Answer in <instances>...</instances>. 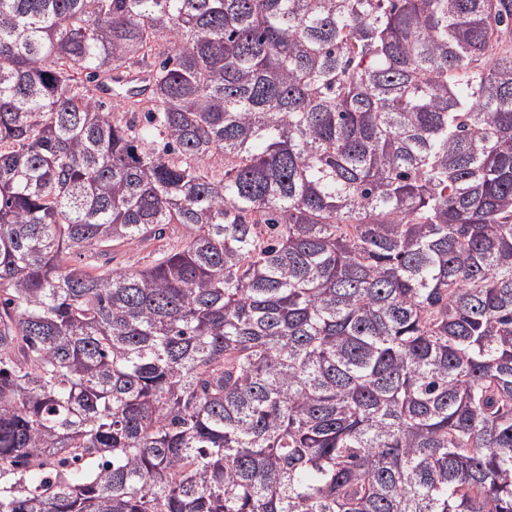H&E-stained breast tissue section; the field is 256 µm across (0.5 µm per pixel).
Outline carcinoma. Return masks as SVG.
Segmentation results:
<instances>
[{"label": "carcinoma", "instance_id": "1", "mask_svg": "<svg viewBox=\"0 0 512 512\" xmlns=\"http://www.w3.org/2000/svg\"><path fill=\"white\" fill-rule=\"evenodd\" d=\"M509 32L0 0V512H512ZM164 227V239L161 241H151L140 245H112L106 248L107 256L101 257L97 264L101 265L106 259L110 258V263L106 266L121 268L125 270L136 271L153 264L162 250L168 246L180 245L186 236L183 226L180 224H167Z\"/></svg>", "mask_w": 512, "mask_h": 512}]
</instances>
